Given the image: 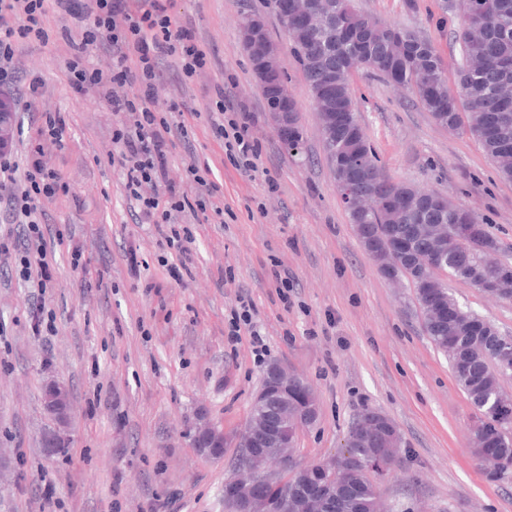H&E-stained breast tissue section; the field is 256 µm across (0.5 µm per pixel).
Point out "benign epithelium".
I'll use <instances>...</instances> for the list:
<instances>
[{
    "mask_svg": "<svg viewBox=\"0 0 512 512\" xmlns=\"http://www.w3.org/2000/svg\"><path fill=\"white\" fill-rule=\"evenodd\" d=\"M280 9L286 18L309 29L322 24V15L313 11L307 0H281ZM242 43L254 59L255 74L262 90L274 99L270 116L282 143L291 144L289 132L294 127L299 108L288 94L285 82L276 64L277 46L266 36L258 18L241 27ZM12 115L7 104L0 99V146L12 134ZM272 380L256 392L252 405L260 406L274 400L283 408L285 418L296 421L309 414L316 402L307 383L288 368L275 363L270 367ZM43 403L58 425L68 423V407L64 404V390L54 383L45 388ZM203 438L194 441V447L206 457L219 458L218 449L233 446L248 449V459L236 464L235 477L229 480L228 490L238 512H286L288 510V485L303 471L300 466L290 467L295 461L296 438L288 436L283 428L267 421L258 414H251L243 430L231 441L225 439L224 430L214 426L199 428ZM352 457L348 451L336 453L311 465L328 482H336L344 468L345 460Z\"/></svg>",
    "mask_w": 512,
    "mask_h": 512,
    "instance_id": "benign-epithelium-1",
    "label": "benign epithelium"
}]
</instances>
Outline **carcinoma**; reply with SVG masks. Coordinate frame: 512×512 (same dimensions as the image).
Wrapping results in <instances>:
<instances>
[{"mask_svg": "<svg viewBox=\"0 0 512 512\" xmlns=\"http://www.w3.org/2000/svg\"><path fill=\"white\" fill-rule=\"evenodd\" d=\"M326 16L319 30H302L292 48L298 56L310 93L324 87L347 99L351 113L348 129L334 139L323 138V147L335 178L340 164L365 154L373 168L363 171L354 200L345 205L349 221L363 248L394 255L392 265L380 266L392 278H405L423 316L430 341L448 355L454 377L470 403L483 415L484 430L474 432L472 452L478 461L488 454L503 456L501 468L488 473L501 477L512 469V440L503 435L504 447L481 448L479 441L500 425L499 412L512 408V394L504 383L512 380V348L501 345L498 328L479 314L464 308L444 281L416 265L415 257L438 256L447 275L472 285L493 281L503 299L512 301V266L494 258L496 243L470 212L437 194L424 195L414 211L403 213L389 200L378 156L364 130L356 122L351 77L357 70L370 71L385 81L398 82L407 94L451 131L477 137L494 162L499 175L512 180V96L501 89L512 85V0H461L464 25L458 34L461 61L455 84L448 85L446 68L433 45L415 31L382 26L352 0H313ZM379 198V207L367 211L361 198ZM453 313L448 321L444 312ZM358 459L336 478L326 494L327 512H373L377 487L367 476L362 461L373 452L384 458V437L375 434L357 440ZM316 472L301 476L289 512H301L307 487Z\"/></svg>", "mask_w": 512, "mask_h": 512, "instance_id": "obj_1", "label": "carcinoma"}]
</instances>
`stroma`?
I'll return each instance as SVG.
<instances>
[{"label": "stroma", "instance_id": "stroma-1", "mask_svg": "<svg viewBox=\"0 0 512 512\" xmlns=\"http://www.w3.org/2000/svg\"><path fill=\"white\" fill-rule=\"evenodd\" d=\"M380 21L417 31L455 72L464 23L460 0H354ZM208 63L183 80L168 59L156 107L182 102L189 140L174 139L167 178L179 183L209 163L217 190L204 220L188 219L183 249L138 224L113 160L112 112L103 89L75 94L67 78L65 18L49 13L47 43L24 44L23 69L40 76L38 112L67 120L63 147L45 159L68 186L46 202L56 272L47 285L0 258V512H39L34 489L57 488V512H224L234 449L222 458L193 446L197 426L232 434L247 422L267 367L283 363L317 398L316 421L296 440L310 465L337 451L365 410L386 415L401 436L403 465L372 474L386 512H512V475L486 476L472 453L477 414L448 358L430 343L406 280L385 277L360 244L323 150L303 69L274 0H175ZM260 18L300 109L301 153L282 144L267 111L239 23ZM358 119L391 180L470 209L512 265V181L481 142L437 125L404 91L360 70L352 77ZM245 109L258 155L251 170L223 152L211 127L217 99ZM223 214H216V207ZM82 258L72 264L71 251ZM287 270L279 289L274 271ZM461 305L512 336V301L448 283ZM249 323L233 326L240 299ZM53 328L32 329L35 309ZM51 383L71 406L58 428L43 407ZM59 432L62 445L43 446Z\"/></svg>", "mask_w": 512, "mask_h": 512}]
</instances>
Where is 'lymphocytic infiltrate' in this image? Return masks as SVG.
I'll list each match as a JSON object with an SVG mask.
<instances>
[{
	"instance_id": "1",
	"label": "lymphocytic infiltrate",
	"mask_w": 512,
	"mask_h": 512,
	"mask_svg": "<svg viewBox=\"0 0 512 512\" xmlns=\"http://www.w3.org/2000/svg\"><path fill=\"white\" fill-rule=\"evenodd\" d=\"M174 0H0V90L13 95L21 108L32 106L39 95L37 79L14 62V45L21 40L46 41L43 22L49 12L68 16L81 32L73 43L67 79L75 93L105 88L113 111L122 122L112 130V142L120 148L125 189L138 209L142 223L172 227L166 242L181 247L174 229L187 213L206 211L212 195L208 180L210 165L191 166L188 186L165 183L170 136H187L186 125H171L168 113L153 111L163 65L176 58L183 78H193L208 62L195 32L180 25L173 13ZM97 48L112 59L109 70L88 67L84 55ZM219 118L213 129L224 144L226 155L252 166L257 147L250 137L243 113L230 112L218 102ZM66 120L58 112H45L37 129L38 144L26 167L0 153V222L22 225L17 248L22 254V272L47 284L55 270L47 257L45 229L37 218L43 201L54 198L64 186L56 171L44 160L46 145H62ZM164 193H155L157 185ZM151 193H144V186Z\"/></svg>"
}]
</instances>
